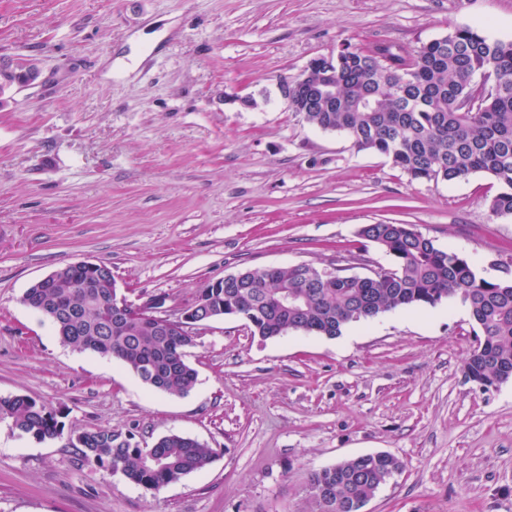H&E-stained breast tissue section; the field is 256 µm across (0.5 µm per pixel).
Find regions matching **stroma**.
<instances>
[{
	"label": "stroma",
	"mask_w": 512,
	"mask_h": 512,
	"mask_svg": "<svg viewBox=\"0 0 512 512\" xmlns=\"http://www.w3.org/2000/svg\"><path fill=\"white\" fill-rule=\"evenodd\" d=\"M481 24L512 39V0H0V57L42 70L0 105V396L36 399L65 431L40 443L0 423V512H310L312 471L376 452L402 469L363 512H512V380L466 378L475 324L460 301L335 338L263 341L215 320L193 331L185 395L63 345L21 301L77 261L174 312L248 269L366 274L391 264L356 235L376 223L415 225L495 276L512 218L491 212V176L411 180L278 91L344 43L419 46ZM97 428L141 445L175 432L217 456L154 498L79 461L68 434Z\"/></svg>",
	"instance_id": "35a3bbf8"
}]
</instances>
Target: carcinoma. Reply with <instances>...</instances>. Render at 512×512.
I'll return each instance as SVG.
<instances>
[{
  "label": "carcinoma",
  "mask_w": 512,
  "mask_h": 512,
  "mask_svg": "<svg viewBox=\"0 0 512 512\" xmlns=\"http://www.w3.org/2000/svg\"><path fill=\"white\" fill-rule=\"evenodd\" d=\"M330 60L336 97L300 105L296 112L303 120L345 133L357 150L389 158L416 181L488 174L501 187L491 212L512 217V39L464 26L418 47L344 44ZM35 67L28 61L0 76V104ZM361 98L374 110L358 107ZM357 235L379 246L393 265L366 275L338 274L334 288L287 268L276 274L253 269L230 288H202L198 294L227 312L234 303L246 308L253 314L251 335L263 340L290 331L334 338L381 313L458 300L479 336L465 374L498 383L512 379V270L481 277L464 255L439 247L412 224H363ZM111 273L107 264L90 271L74 262L55 270L51 283L26 289L22 301L53 323L62 343L118 359L152 391L188 393L198 376L187 360L192 335L166 336L144 318L115 316L112 289L91 287ZM285 294L296 297L297 309L282 305ZM6 420L38 442L63 435L56 414L29 396L0 397V422ZM71 447L83 464L119 472L155 497L215 456L214 449L184 435L171 433L142 448L110 428L82 431L71 437ZM401 470V461L389 454L355 457L312 472L306 492L313 512H359L358 504Z\"/></svg>",
  "instance_id": "1"
}]
</instances>
